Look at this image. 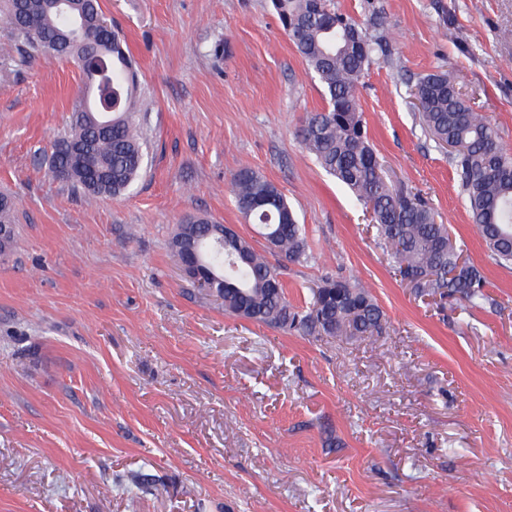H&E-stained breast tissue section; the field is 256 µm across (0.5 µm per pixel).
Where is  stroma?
Returning <instances> with one entry per match:
<instances>
[{
    "mask_svg": "<svg viewBox=\"0 0 512 512\" xmlns=\"http://www.w3.org/2000/svg\"><path fill=\"white\" fill-rule=\"evenodd\" d=\"M386 18L361 105L398 186L462 240L495 303L401 283L362 206L301 148L317 80L271 0H100L149 100L146 167L86 203L48 170L79 94L64 59L0 61V191L19 236L0 262V512H512V268L477 236L447 155L412 105L452 69L512 146V0H330ZM243 167L306 228L291 303L326 275L368 284L372 339L231 317L169 242L200 214L263 247L235 207Z\"/></svg>",
    "mask_w": 512,
    "mask_h": 512,
    "instance_id": "1",
    "label": "stroma"
}]
</instances>
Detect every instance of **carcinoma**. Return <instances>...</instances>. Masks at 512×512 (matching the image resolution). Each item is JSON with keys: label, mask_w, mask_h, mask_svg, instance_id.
<instances>
[{"label": "carcinoma", "mask_w": 512, "mask_h": 512, "mask_svg": "<svg viewBox=\"0 0 512 512\" xmlns=\"http://www.w3.org/2000/svg\"><path fill=\"white\" fill-rule=\"evenodd\" d=\"M283 30L307 68L318 79L327 107L306 113L299 140L322 169L348 188L361 204H373L372 220L382 248L401 280L420 295L458 299L470 308L488 302L478 268L461 259L463 249L418 192L396 190L382 175L364 126L360 87L372 55L387 51L385 18H373L368 36L350 16L327 0H272ZM81 30L53 0H0V29L27 57L64 58L82 74L84 89L71 108V120L55 142L50 172L89 199L118 197L136 182L145 164V143L136 120L141 106L120 35L106 23L99 0H73ZM88 55L104 59L101 71L79 63ZM112 89V112L97 109L96 92ZM412 94L425 132L440 149L458 143L448 162L469 205L472 220L491 257L512 265V149L501 142L489 118L472 109L456 87L452 71L422 77ZM235 206L257 226L266 250L242 235L219 245L218 224L189 216L170 241L178 256L198 244L205 267L220 286L224 313L310 336L367 338L382 334L386 315L370 290L326 276L305 308L289 301L280 266L268 255L306 263L304 225L276 184L251 168L231 178ZM16 202L0 193V225L15 224Z\"/></svg>", "instance_id": "carcinoma-1"}]
</instances>
